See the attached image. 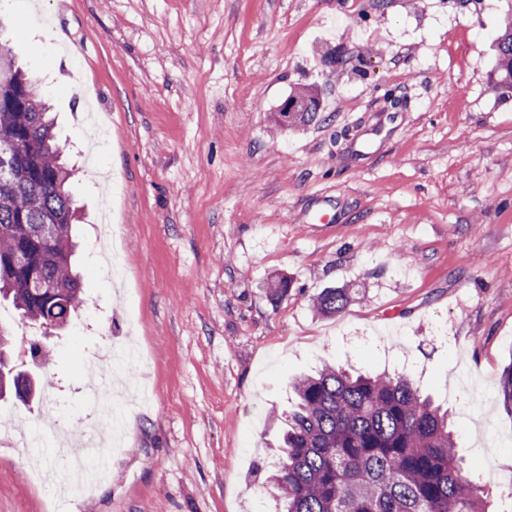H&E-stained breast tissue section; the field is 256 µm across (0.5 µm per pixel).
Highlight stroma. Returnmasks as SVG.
<instances>
[{"label":"stroma","instance_id":"obj_1","mask_svg":"<svg viewBox=\"0 0 512 512\" xmlns=\"http://www.w3.org/2000/svg\"><path fill=\"white\" fill-rule=\"evenodd\" d=\"M10 46L56 118L83 302L46 346L61 425L92 431L89 377L135 384L103 481L53 483L0 447V512H274L292 379L329 362L409 375L447 407L473 482L512 475V97L494 91L506 0H6ZM312 86L323 120L278 131ZM393 132L351 155L378 111ZM109 139L99 162L87 143ZM325 196L337 224H305ZM115 243L127 277L100 258ZM291 288L270 299L277 278ZM354 288L332 316L322 289ZM48 397L0 400L34 435Z\"/></svg>","mask_w":512,"mask_h":512}]
</instances>
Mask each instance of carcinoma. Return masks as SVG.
<instances>
[{
    "label": "carcinoma",
    "instance_id": "carcinoma-1",
    "mask_svg": "<svg viewBox=\"0 0 512 512\" xmlns=\"http://www.w3.org/2000/svg\"><path fill=\"white\" fill-rule=\"evenodd\" d=\"M497 85L512 97V21L495 39ZM0 145L17 150L19 173L0 184V297L21 319L64 327L78 308L82 282L73 272L71 227L78 220L62 160L65 146L43 95L13 60L0 25ZM297 112L274 116L277 127L319 119L310 90L288 96ZM24 263L14 264L16 257ZM347 288L323 289L313 301L324 315L344 310ZM12 351L0 335V398H30L50 383L14 372ZM296 405L279 442L271 482L282 512H488L484 491L468 478L448 410L420 394L404 374H351L326 364L292 381ZM500 397L512 414V364L500 378Z\"/></svg>",
    "mask_w": 512,
    "mask_h": 512
}]
</instances>
